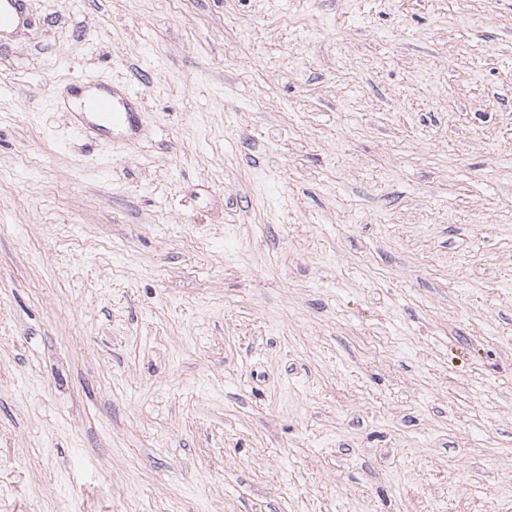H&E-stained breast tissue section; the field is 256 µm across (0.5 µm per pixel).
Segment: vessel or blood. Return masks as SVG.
<instances>
[{"label": "vessel or blood", "mask_w": 512, "mask_h": 512, "mask_svg": "<svg viewBox=\"0 0 512 512\" xmlns=\"http://www.w3.org/2000/svg\"><path fill=\"white\" fill-rule=\"evenodd\" d=\"M26 0H0V34L28 24ZM65 92L78 97L77 112L69 120L81 136H112L114 132L136 134L141 125V97L132 86L116 88L108 83L75 80Z\"/></svg>", "instance_id": "vessel-or-blood-1"}]
</instances>
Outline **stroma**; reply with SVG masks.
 Listing matches in <instances>:
<instances>
[{
  "instance_id": "stroma-1",
  "label": "stroma",
  "mask_w": 512,
  "mask_h": 512,
  "mask_svg": "<svg viewBox=\"0 0 512 512\" xmlns=\"http://www.w3.org/2000/svg\"><path fill=\"white\" fill-rule=\"evenodd\" d=\"M27 4L0 512H512V0ZM68 97L80 98L70 124L80 136L112 137L119 131L134 135L141 125V96L131 84L117 89L108 83L74 80L65 87Z\"/></svg>"
}]
</instances>
